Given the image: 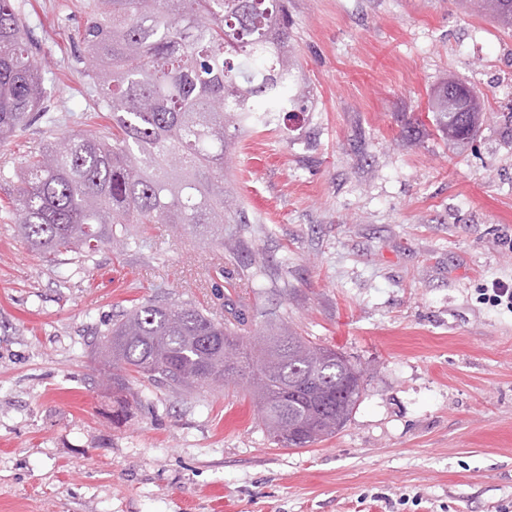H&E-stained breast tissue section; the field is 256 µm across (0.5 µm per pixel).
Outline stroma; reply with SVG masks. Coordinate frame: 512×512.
Returning a JSON list of instances; mask_svg holds the SVG:
<instances>
[{"mask_svg": "<svg viewBox=\"0 0 512 512\" xmlns=\"http://www.w3.org/2000/svg\"><path fill=\"white\" fill-rule=\"evenodd\" d=\"M91 3L13 0L59 121L0 144V512H512V311L481 294L512 284V32L458 0H288L313 104L236 139L223 246L138 224L129 249L51 265L11 199L96 106ZM446 74L487 98L480 135L401 136ZM148 299L340 348L370 368L349 421L283 448L244 388L145 380L112 425L94 348Z\"/></svg>", "mask_w": 512, "mask_h": 512, "instance_id": "35a3bbf8", "label": "stroma"}]
</instances>
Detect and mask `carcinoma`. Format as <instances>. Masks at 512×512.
I'll return each mask as SVG.
<instances>
[{
  "mask_svg": "<svg viewBox=\"0 0 512 512\" xmlns=\"http://www.w3.org/2000/svg\"><path fill=\"white\" fill-rule=\"evenodd\" d=\"M512 31V0H459ZM85 76L111 136L79 131L27 160L12 201L15 226L52 261L131 244L129 224H172L224 238L234 222L224 190L232 140L290 112H307L285 0H94L78 36ZM444 79L430 106L437 130L468 142L486 116L472 89L448 104ZM41 63L11 0H0V142L39 119ZM112 392L134 373L188 390L248 385L273 443L304 448L349 420L366 369L289 330L253 343L195 305L147 300L112 323L97 348Z\"/></svg>",
  "mask_w": 512,
  "mask_h": 512,
  "instance_id": "cac0c4a2",
  "label": "carcinoma"
}]
</instances>
